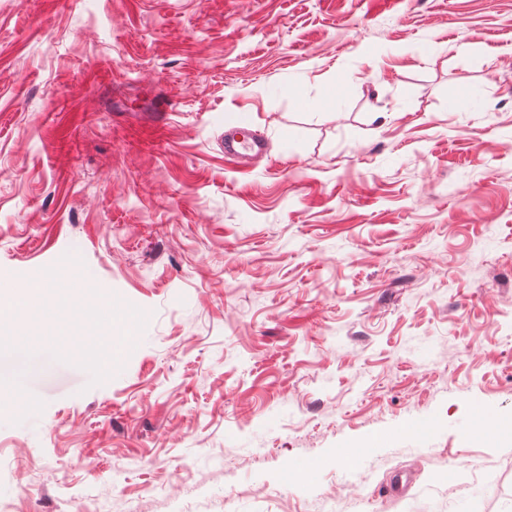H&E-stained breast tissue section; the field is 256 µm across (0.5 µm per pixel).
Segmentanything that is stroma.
I'll list each match as a JSON object with an SVG mask.
<instances>
[{"label": "stroma", "instance_id": "stroma-1", "mask_svg": "<svg viewBox=\"0 0 512 512\" xmlns=\"http://www.w3.org/2000/svg\"><path fill=\"white\" fill-rule=\"evenodd\" d=\"M53 266L149 321L0 412L12 512H512V0H0V285ZM226 127L224 158L235 163L242 172H248L250 160L265 155L266 142L261 136L253 134L244 117L230 121Z\"/></svg>", "mask_w": 512, "mask_h": 512}]
</instances>
